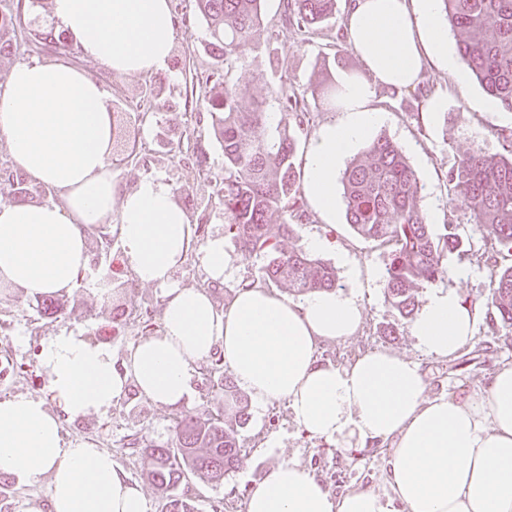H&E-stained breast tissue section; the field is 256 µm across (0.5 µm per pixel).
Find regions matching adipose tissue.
Returning <instances> with one entry per match:
<instances>
[{"label": "adipose tissue", "instance_id": "adipose-tissue-1", "mask_svg": "<svg viewBox=\"0 0 512 512\" xmlns=\"http://www.w3.org/2000/svg\"><path fill=\"white\" fill-rule=\"evenodd\" d=\"M50 2L82 56L115 75H149L172 54L171 0ZM440 15V0H351L348 42L372 80L345 82L342 120L313 140L305 189L317 213L333 215L341 161L384 119L372 104L375 86H415L428 58L453 71ZM113 128L106 87L69 63L17 62L0 88L12 166L63 199L0 205V283L30 297L71 288L87 265L84 228L116 218L137 279L166 290L161 335L141 339L122 362L79 330L48 338L41 361L63 414L107 413L131 382L150 401L177 405L217 348L256 404L287 401L312 436L394 443L390 498L365 489L331 496L288 461L251 491L246 512H512V364L466 403L431 400L419 366L393 353L369 352L344 369L317 360L319 342L360 329L355 297L319 291L296 302L251 287L217 310L203 289L173 279L190 237L172 186L150 177L125 191L116 181ZM475 314L454 291H434L412 334L426 352L448 357L473 341ZM58 416L28 394L0 400V474L47 479L49 512H150L111 452L64 442Z\"/></svg>", "mask_w": 512, "mask_h": 512}]
</instances>
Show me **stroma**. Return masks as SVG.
<instances>
[{
	"label": "stroma",
	"instance_id": "35a3bbf8",
	"mask_svg": "<svg viewBox=\"0 0 512 512\" xmlns=\"http://www.w3.org/2000/svg\"><path fill=\"white\" fill-rule=\"evenodd\" d=\"M283 11L284 0H263V26L254 33L250 49L233 72L242 110H250L254 101L266 97L270 84L278 82L280 77L290 78L296 88L309 92L330 81L345 82L350 73L362 70L346 40L336 37L343 27L344 13L324 22L304 42L293 27L283 22ZM270 28L276 31L280 46L275 55L270 54L265 41ZM208 39L204 21H195L188 28L176 26L173 55L179 59V67L167 65L145 78L113 75L83 57L73 46L62 49L24 44L12 54L0 57V84H5L17 62L63 59L103 83L115 106L137 101L146 84L161 85V109L153 121L136 131L146 149L138 159L115 167V177L122 187L129 189L142 178L161 175L174 190L201 192L207 186L206 174L219 175L224 171V153L214 138L210 117L204 113L189 119L184 116L186 97L191 95L201 100L208 91L200 80L215 65L207 50ZM448 53L454 60L455 72L464 73V81H457L455 72L441 70L433 61H426L424 66L423 98L440 95L445 99L437 123L419 122L420 100L394 97L389 89L380 87L374 102L387 119L371 131L375 137H390L405 152L421 186L422 207L440 224L449 214L448 170L458 157L473 149L490 155L503 153L508 144L497 132L512 130L511 110L500 106L484 110L488 96L476 79L466 76L456 36L448 38ZM200 152L206 157L202 165L196 160ZM180 204L190 223L206 224L208 236L223 237L226 270L223 282L210 280L201 249L196 246L176 270L177 282L185 287H206L220 309L243 285L251 282L262 285L266 254L241 253L235 240L226 235L221 206L203 209L185 198ZM335 213L332 219L310 213L308 220L296 226L294 236L282 243L284 249L304 251L309 249V241H320V248L313 251L315 257L335 267L340 294L356 295L363 309L360 330L339 341L321 342L316 350L318 360L342 368L365 352L384 350L419 365L428 397L446 396L464 402L485 391L494 372L504 364H512V331L494 325L486 309L492 294L488 271L457 255L445 256L446 271L434 281V288L455 290L467 303L479 304L481 311L471 345L448 357L428 354L412 335L410 321L400 319L385 296L387 248L355 234L346 222L344 202H337ZM84 235L90 266L82 281L61 292L60 298L66 304L63 312L51 317L39 315L35 298L10 285H0V324L7 326L6 331H0V361L10 359L17 366L13 375L0 378V399L29 394L40 398L50 411H58L40 364V352L43 343L60 331L84 329L90 339L108 346L118 361L141 339L138 322L130 320L115 328L100 317L106 300L95 286L96 267L109 264L126 279L134 277L122 240L114 239L111 250L106 252L98 244L97 228L85 229ZM393 326L398 328V335H389L388 330ZM216 403L215 389L199 375L192 382L189 396L176 408L139 396L131 384L106 414L62 418V434L65 442L91 443L112 452L127 476L141 486L150 512H166L165 497L144 477L151 466L150 460L125 449L124 443L128 435L135 433L157 444L169 442L177 415L202 417ZM248 413L247 423L238 429L243 454L239 468L219 483L192 479L178 487V494L193 500L198 512H213L212 506L218 502L223 505L222 512H246L251 491L274 467L288 461L309 470L331 495L366 488L383 497L391 496L388 474L392 442L365 444L349 434L336 440L311 436L294 422L284 401L265 407L252 403ZM47 508L46 480L22 483L16 477L0 474V512H46Z\"/></svg>",
	"mask_w": 512,
	"mask_h": 512
}]
</instances>
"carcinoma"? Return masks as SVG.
I'll list each match as a JSON object with an SVG mask.
<instances>
[{
  "instance_id": "obj_1",
  "label": "carcinoma",
  "mask_w": 512,
  "mask_h": 512,
  "mask_svg": "<svg viewBox=\"0 0 512 512\" xmlns=\"http://www.w3.org/2000/svg\"><path fill=\"white\" fill-rule=\"evenodd\" d=\"M338 0H286L284 16L306 34L336 15ZM442 12L456 33L458 50L468 73L504 108L512 110V0H441ZM195 12L209 30L208 46L224 63L207 77L209 95L204 106L215 137L224 151V174L209 178L204 206L224 208L226 229L250 255L263 252L266 283L286 284L299 296L337 287L335 268L300 250L279 247L308 219L294 155L297 129L309 123L311 112L304 94L283 80L269 87L267 97L249 112L239 110L232 81L235 62L250 48L260 26L261 0H195ZM18 13L0 9V55L16 49ZM343 89L329 84L320 89V104L334 106ZM277 105L281 120L272 126L268 106ZM0 179L9 182L19 201L46 194L17 169L0 167ZM451 195L450 217L434 230L421 205V187L402 149L379 136L353 160L341 177L348 224L360 236L389 249L385 294L403 318L415 316L420 290L443 273V257L465 254L458 233L462 224H474L487 247L473 254L489 270L494 282L488 306L491 317L512 329V265L501 266L499 255L512 257V151L507 156L466 153L446 175ZM108 292L127 293L129 281L108 266L98 273ZM203 378L222 391L224 406L205 417L177 418L171 442L157 445L140 437L126 447L151 457L147 480L168 499V512H196L190 499L173 493L191 477L219 482L242 463L238 427L248 420L247 404L224 371L221 354L212 353L200 365Z\"/></svg>"
}]
</instances>
